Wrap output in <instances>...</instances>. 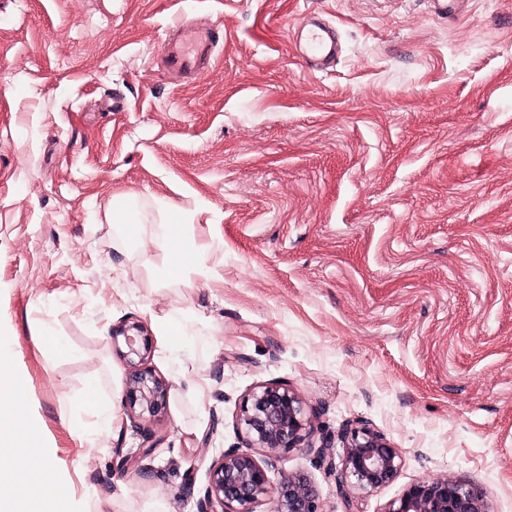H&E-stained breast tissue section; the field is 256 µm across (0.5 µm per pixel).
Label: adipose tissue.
<instances>
[{
    "label": "adipose tissue",
    "mask_w": 512,
    "mask_h": 512,
    "mask_svg": "<svg viewBox=\"0 0 512 512\" xmlns=\"http://www.w3.org/2000/svg\"><path fill=\"white\" fill-rule=\"evenodd\" d=\"M24 398L22 382L0 364V438L15 450L10 458L0 454V512H42L45 499L62 492L43 449L29 443Z\"/></svg>",
    "instance_id": "obj_1"
}]
</instances>
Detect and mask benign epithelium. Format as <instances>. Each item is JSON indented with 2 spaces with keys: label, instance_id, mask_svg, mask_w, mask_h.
Masks as SVG:
<instances>
[{
  "label": "benign epithelium",
  "instance_id": "obj_1",
  "mask_svg": "<svg viewBox=\"0 0 512 512\" xmlns=\"http://www.w3.org/2000/svg\"><path fill=\"white\" fill-rule=\"evenodd\" d=\"M140 324L123 326L113 337H124L127 355L138 358L142 368L127 382L124 407L139 415L154 416L163 408L166 384L143 366L142 350L149 338ZM241 432L249 448H263L259 459L240 448H229L212 462L207 472L203 497L197 512H254L263 500L275 504L274 512H321L311 481L304 475L288 474L274 484L269 471L277 466L281 454L299 447L310 435L309 421L296 393L279 385L263 386L247 399L239 418ZM401 468L400 451L385 438L367 429L351 432L336 482L347 505L351 491H367L393 482ZM486 492L448 477H436L409 484L387 512H486Z\"/></svg>",
  "mask_w": 512,
  "mask_h": 512
}]
</instances>
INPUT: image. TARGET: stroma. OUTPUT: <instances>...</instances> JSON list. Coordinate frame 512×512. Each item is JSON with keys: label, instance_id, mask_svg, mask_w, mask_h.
Masks as SVG:
<instances>
[{"label": "stroma", "instance_id": "obj_1", "mask_svg": "<svg viewBox=\"0 0 512 512\" xmlns=\"http://www.w3.org/2000/svg\"><path fill=\"white\" fill-rule=\"evenodd\" d=\"M313 16L340 33L324 71L293 42ZM205 27L214 62L181 84L164 44ZM174 205L188 264L167 283L151 230ZM166 316L192 328L184 363ZM132 322L168 385L146 420L112 339ZM0 360L71 512H196L272 383L327 458L355 427L399 448L355 512L440 476L512 512V0L452 19L428 0H0ZM147 430L146 473L120 474ZM288 473L346 512L306 449L269 477Z\"/></svg>", "mask_w": 512, "mask_h": 512}]
</instances>
